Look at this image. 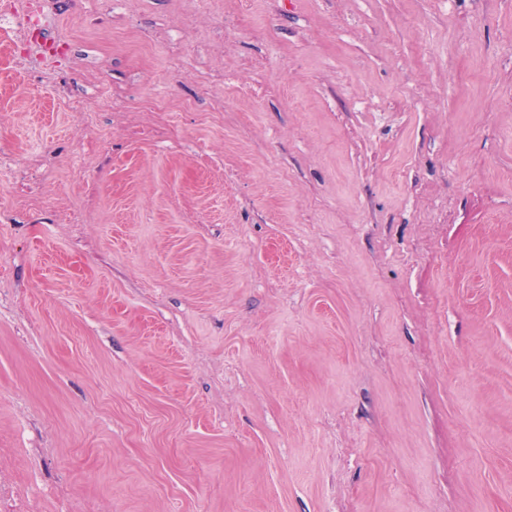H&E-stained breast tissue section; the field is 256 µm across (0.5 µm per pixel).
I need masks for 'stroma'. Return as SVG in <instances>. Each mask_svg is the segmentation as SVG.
<instances>
[{"label": "stroma", "instance_id": "35a3bbf8", "mask_svg": "<svg viewBox=\"0 0 512 512\" xmlns=\"http://www.w3.org/2000/svg\"><path fill=\"white\" fill-rule=\"evenodd\" d=\"M47 33L33 74L0 29V488L512 512V0H54Z\"/></svg>", "mask_w": 512, "mask_h": 512}]
</instances>
